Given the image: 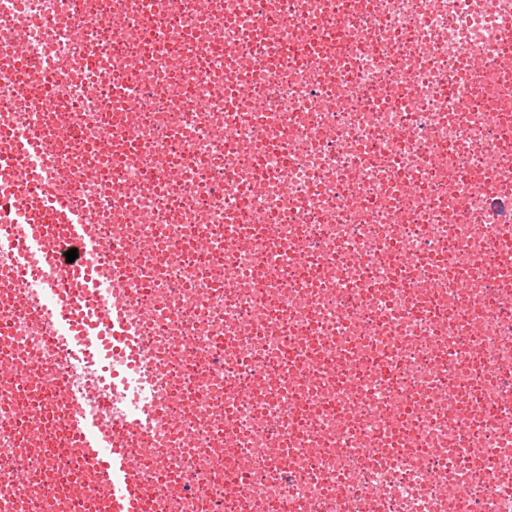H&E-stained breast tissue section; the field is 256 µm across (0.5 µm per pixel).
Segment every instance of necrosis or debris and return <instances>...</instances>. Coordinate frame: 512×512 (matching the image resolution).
Wrapping results in <instances>:
<instances>
[{
  "label": "necrosis or debris",
  "mask_w": 512,
  "mask_h": 512,
  "mask_svg": "<svg viewBox=\"0 0 512 512\" xmlns=\"http://www.w3.org/2000/svg\"><path fill=\"white\" fill-rule=\"evenodd\" d=\"M17 2L15 26L50 18L39 51L90 66L98 92L22 88L0 114L70 130L53 150L107 242L101 276L111 250L151 244L159 405L186 424L160 436L169 512H512V152L491 126L512 116V0ZM468 56L485 83L466 111ZM173 167L191 180L161 187ZM27 306L17 293L0 351L63 363ZM21 439L0 411V512H85L74 448L56 486L14 492L53 445L38 423Z\"/></svg>",
  "instance_id": "1"
}]
</instances>
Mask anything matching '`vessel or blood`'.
<instances>
[{
  "mask_svg": "<svg viewBox=\"0 0 512 512\" xmlns=\"http://www.w3.org/2000/svg\"><path fill=\"white\" fill-rule=\"evenodd\" d=\"M60 74L59 62L28 58L17 64L0 51V72ZM13 152L0 153V178L15 197L0 214V258H8L16 280L35 300L33 317L48 336L64 346L70 360L92 361L99 354L112 358L92 386L65 388L62 447L78 449L89 462L94 479L86 497L96 512H160L165 487L146 480L131 452L133 442L154 439L162 429L177 430V423L162 421L156 407L160 375L142 321L133 316L141 298L135 288L123 287L126 267L140 251L126 248L114 262L111 278L94 271L104 254L100 237L89 233L88 209L73 204L56 182L57 160L51 150L59 135L51 122L37 128L17 126L12 132ZM77 249L74 262L66 253ZM34 373L24 354L12 357L8 372L27 405L42 401L30 391ZM133 392L126 406L109 407V397Z\"/></svg>",
  "mask_w": 512,
  "mask_h": 512,
  "instance_id": "b4317fda",
  "label": "vessel or blood"
}]
</instances>
